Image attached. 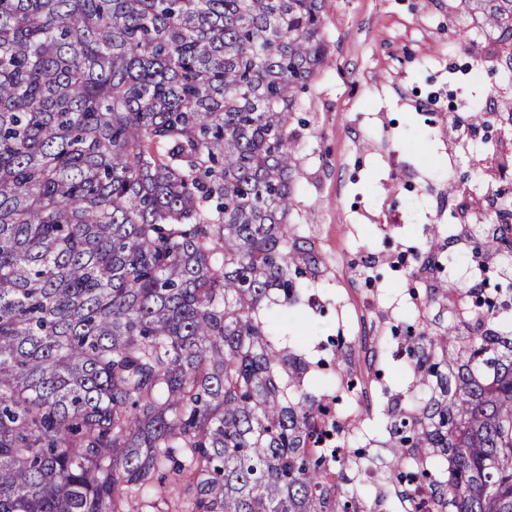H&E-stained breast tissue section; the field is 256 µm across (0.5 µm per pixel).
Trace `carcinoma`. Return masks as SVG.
I'll use <instances>...</instances> for the list:
<instances>
[{"label": "carcinoma", "instance_id": "carcinoma-1", "mask_svg": "<svg viewBox=\"0 0 512 512\" xmlns=\"http://www.w3.org/2000/svg\"><path fill=\"white\" fill-rule=\"evenodd\" d=\"M326 0H0V512H512V295L443 276L460 243L512 279V224L412 255L411 385L385 490L343 470L365 393L276 342L325 276L295 209L297 94ZM512 71V0H452ZM473 130L512 123L474 112ZM498 217L512 216L499 190Z\"/></svg>", "mask_w": 512, "mask_h": 512}]
</instances>
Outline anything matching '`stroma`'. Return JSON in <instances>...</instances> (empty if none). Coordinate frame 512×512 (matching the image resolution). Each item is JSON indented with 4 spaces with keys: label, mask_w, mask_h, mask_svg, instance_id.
<instances>
[{
    "label": "stroma",
    "mask_w": 512,
    "mask_h": 512,
    "mask_svg": "<svg viewBox=\"0 0 512 512\" xmlns=\"http://www.w3.org/2000/svg\"><path fill=\"white\" fill-rule=\"evenodd\" d=\"M468 29L448 0H326L332 61L300 95L291 221L311 225L330 273L311 288L316 306L273 325L311 360L327 359L318 372L326 391L336 389V370L320 343L412 322L413 267L396 261L422 249L431 225L453 223L461 198L449 184L512 190V174L485 184L468 152L446 164L454 146L446 117H467L494 97L512 100V83ZM370 252L388 259L372 284L355 266ZM404 346L403 335L388 338L377 363L372 428L385 423L386 392L409 386Z\"/></svg>",
    "instance_id": "stroma-1"
}]
</instances>
